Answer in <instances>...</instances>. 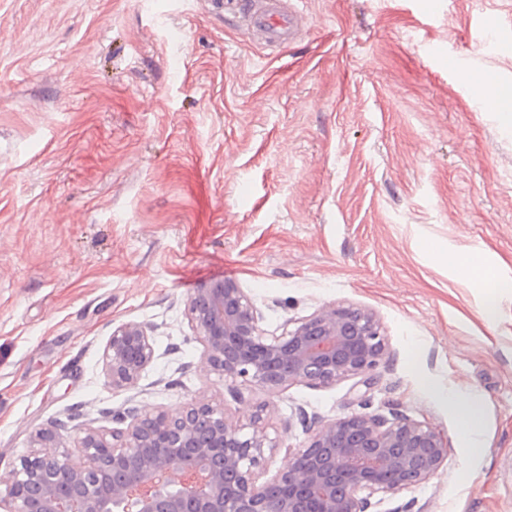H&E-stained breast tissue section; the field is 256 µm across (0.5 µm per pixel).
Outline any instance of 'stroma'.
<instances>
[{
  "mask_svg": "<svg viewBox=\"0 0 512 512\" xmlns=\"http://www.w3.org/2000/svg\"><path fill=\"white\" fill-rule=\"evenodd\" d=\"M299 7L278 53L208 0H0V471L40 429L204 395L244 423L275 404L273 474L307 438L299 413L364 394L448 448L377 512H512V123L480 108L488 87L512 106V45L482 43L512 0ZM473 254L506 282L492 323L458 265ZM220 271L270 332L328 304L375 311L390 355L371 387L203 372L187 285ZM126 322L150 326L155 358L117 391L103 354ZM448 389L482 398L484 452Z\"/></svg>",
  "mask_w": 512,
  "mask_h": 512,
  "instance_id": "stroma-1",
  "label": "stroma"
}]
</instances>
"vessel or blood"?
I'll use <instances>...</instances> for the list:
<instances>
[{"instance_id":"vessel-or-blood-1","label":"vessel or blood","mask_w":512,"mask_h":512,"mask_svg":"<svg viewBox=\"0 0 512 512\" xmlns=\"http://www.w3.org/2000/svg\"><path fill=\"white\" fill-rule=\"evenodd\" d=\"M214 11L230 13L237 26L266 47L285 49L295 44L302 30L303 16L286 0H211Z\"/></svg>"}]
</instances>
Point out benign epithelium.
I'll return each mask as SVG.
<instances>
[{
	"mask_svg": "<svg viewBox=\"0 0 512 512\" xmlns=\"http://www.w3.org/2000/svg\"><path fill=\"white\" fill-rule=\"evenodd\" d=\"M187 311L203 372L270 392L362 376L389 350L376 313L354 306H322L270 334L235 280L198 290ZM154 356L149 327L118 325L103 355L112 388L135 387ZM357 405L318 421L266 480V456L279 447L265 424L273 404L246 423L203 396L176 410L134 409L127 427L110 435L78 428L74 452L63 434L41 429L30 452L0 473V512H368L374 495L429 480L448 448L428 424L371 414L361 396Z\"/></svg>",
	"mask_w": 512,
	"mask_h": 512,
	"instance_id": "1",
	"label": "benign epithelium"
}]
</instances>
